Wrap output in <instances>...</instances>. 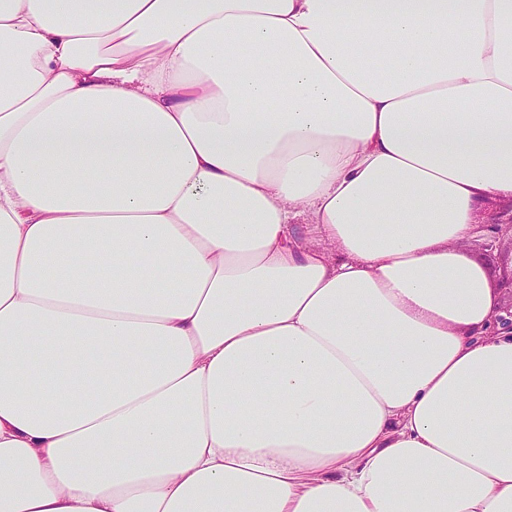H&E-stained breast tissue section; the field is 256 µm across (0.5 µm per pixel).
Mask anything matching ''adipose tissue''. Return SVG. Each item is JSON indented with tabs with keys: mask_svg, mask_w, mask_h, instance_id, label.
Masks as SVG:
<instances>
[{
	"mask_svg": "<svg viewBox=\"0 0 512 512\" xmlns=\"http://www.w3.org/2000/svg\"><path fill=\"white\" fill-rule=\"evenodd\" d=\"M489 196L512 0H0V512H512Z\"/></svg>",
	"mask_w": 512,
	"mask_h": 512,
	"instance_id": "1",
	"label": "adipose tissue"
}]
</instances>
